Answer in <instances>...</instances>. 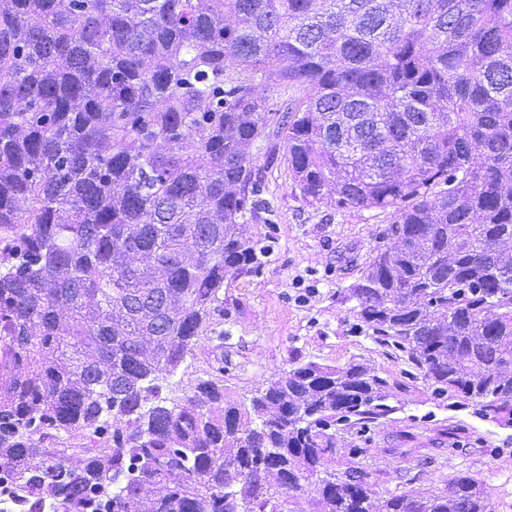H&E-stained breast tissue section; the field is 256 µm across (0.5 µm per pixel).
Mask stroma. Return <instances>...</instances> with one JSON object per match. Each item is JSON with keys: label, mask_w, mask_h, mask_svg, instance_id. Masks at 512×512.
Listing matches in <instances>:
<instances>
[{"label": "stroma", "mask_w": 512, "mask_h": 512, "mask_svg": "<svg viewBox=\"0 0 512 512\" xmlns=\"http://www.w3.org/2000/svg\"><path fill=\"white\" fill-rule=\"evenodd\" d=\"M252 152L269 208L244 234L267 252L258 267L225 278L191 351L163 380V396L178 403L212 380L246 402L294 363H363L390 379L393 411L363 434L338 428L330 468L366 470L385 498L437 493L466 473L486 492L490 512H512V426L483 419L477 401L435 397L415 369L357 329L345 292L392 216L310 203L282 153L261 141Z\"/></svg>", "instance_id": "obj_1"}]
</instances>
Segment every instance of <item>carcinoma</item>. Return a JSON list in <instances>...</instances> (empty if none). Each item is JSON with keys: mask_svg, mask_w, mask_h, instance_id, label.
<instances>
[{"mask_svg": "<svg viewBox=\"0 0 512 512\" xmlns=\"http://www.w3.org/2000/svg\"><path fill=\"white\" fill-rule=\"evenodd\" d=\"M273 82L301 91L266 132ZM304 199L394 216L348 288L433 394L512 424V0H0V485L22 512H488L329 470L388 416L375 370L293 366L246 404L159 379L265 249L251 152ZM165 147H156L157 141ZM90 433L78 466L46 448ZM234 467L224 468V459Z\"/></svg>", "mask_w": 512, "mask_h": 512, "instance_id": "1", "label": "carcinoma"}]
</instances>
